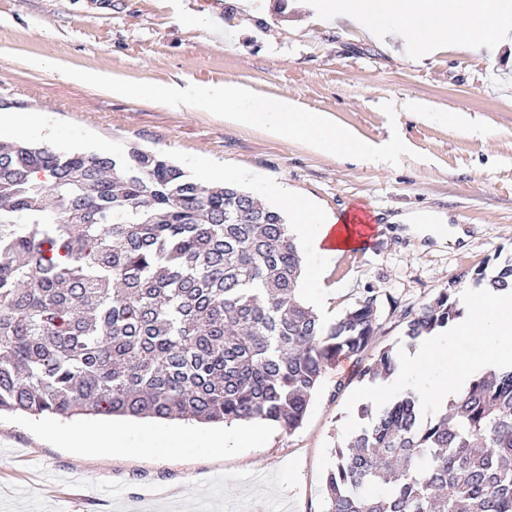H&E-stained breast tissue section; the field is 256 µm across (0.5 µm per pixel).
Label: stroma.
Listing matches in <instances>:
<instances>
[{"label": "stroma", "mask_w": 512, "mask_h": 512, "mask_svg": "<svg viewBox=\"0 0 512 512\" xmlns=\"http://www.w3.org/2000/svg\"><path fill=\"white\" fill-rule=\"evenodd\" d=\"M212 14L216 35L196 23ZM43 55L133 81L235 82L288 95L364 139L399 134L410 154L396 166L327 157L204 110L126 98L25 62ZM499 59L494 67L454 49L411 64L337 28L317 0H253L248 17L239 0H0V113L39 111L48 144L62 152L123 157L136 147L194 179L208 169L211 184L231 171L234 185L252 194L275 184L326 214L371 211L374 244L337 257L323 316L334 320L367 288L379 307L371 349L326 369L298 429L236 423L262 440L233 452L130 450L108 441L88 452L48 438L57 429L95 435L106 428L206 435L223 432L221 423L0 412V447L16 453L0 464V512H326L333 450L361 427L357 409L375 390L360 381V362L384 347L403 354L405 312L449 281L471 285L474 270L512 257V54ZM386 103L394 116L383 111ZM452 110L466 114V126L449 121ZM403 213L445 215L448 231L419 236L394 223Z\"/></svg>", "instance_id": "obj_1"}]
</instances>
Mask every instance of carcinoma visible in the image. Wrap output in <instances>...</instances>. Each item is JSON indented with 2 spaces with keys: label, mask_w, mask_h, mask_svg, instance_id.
Returning a JSON list of instances; mask_svg holds the SVG:
<instances>
[{
  "label": "carcinoma",
  "mask_w": 512,
  "mask_h": 512,
  "mask_svg": "<svg viewBox=\"0 0 512 512\" xmlns=\"http://www.w3.org/2000/svg\"><path fill=\"white\" fill-rule=\"evenodd\" d=\"M250 198L137 149L0 141V411L299 428L326 368L373 343L377 296L323 320L299 298L284 217ZM471 278L512 289V258ZM458 284L405 313L409 346L461 317ZM398 368L383 348L357 375ZM358 416L326 512H512V370L473 377L435 418L411 392Z\"/></svg>",
  "instance_id": "obj_1"
}]
</instances>
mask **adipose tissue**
Returning a JSON list of instances; mask_svg holds the SVG:
<instances>
[{"label": "adipose tissue", "mask_w": 512, "mask_h": 512, "mask_svg": "<svg viewBox=\"0 0 512 512\" xmlns=\"http://www.w3.org/2000/svg\"><path fill=\"white\" fill-rule=\"evenodd\" d=\"M321 6L337 26L369 38L390 34L406 50L422 42L436 51L463 44L493 62L501 48L512 47V0H321ZM276 195L293 218L289 235L306 248L307 288L314 301H321L320 271L357 247L356 231L348 216L325 218L298 194L280 189ZM461 302L464 314L454 322L452 337L425 341L403 357L393 377L399 393L421 391L446 402L489 365L512 366V290L466 288ZM460 336L474 346L465 359L456 342Z\"/></svg>", "instance_id": "ef3b65f1"}]
</instances>
